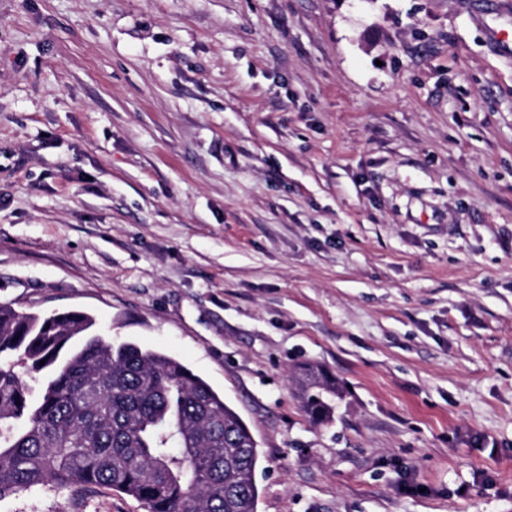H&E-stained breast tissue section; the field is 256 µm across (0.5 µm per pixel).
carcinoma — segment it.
<instances>
[{"label": "carcinoma", "instance_id": "cac0c4a2", "mask_svg": "<svg viewBox=\"0 0 512 512\" xmlns=\"http://www.w3.org/2000/svg\"><path fill=\"white\" fill-rule=\"evenodd\" d=\"M94 326L0 304V499L52 484L107 488L145 512H256L258 443L239 414L180 360ZM342 396L301 369L312 422L332 421Z\"/></svg>", "mask_w": 512, "mask_h": 512}]
</instances>
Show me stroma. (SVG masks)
<instances>
[{
  "label": "stroma",
  "instance_id": "stroma-1",
  "mask_svg": "<svg viewBox=\"0 0 512 512\" xmlns=\"http://www.w3.org/2000/svg\"><path fill=\"white\" fill-rule=\"evenodd\" d=\"M501 30L512 0H0V303L205 379L257 512H512ZM304 363L345 388L331 423ZM301 371L300 394L304 412L315 424L332 421L334 403L343 396V388L335 378L314 367Z\"/></svg>",
  "mask_w": 512,
  "mask_h": 512
}]
</instances>
